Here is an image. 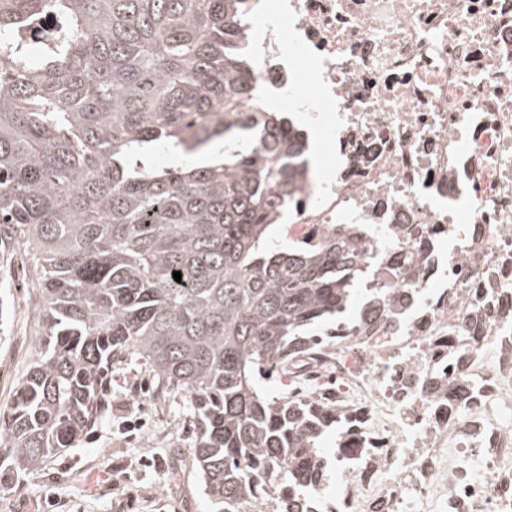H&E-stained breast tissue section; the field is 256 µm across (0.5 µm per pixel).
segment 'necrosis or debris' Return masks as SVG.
Instances as JSON below:
<instances>
[{"mask_svg": "<svg viewBox=\"0 0 512 512\" xmlns=\"http://www.w3.org/2000/svg\"><path fill=\"white\" fill-rule=\"evenodd\" d=\"M248 6L255 75L325 161L288 236L361 225L391 303L287 377L355 425L320 457L319 512H512V0Z\"/></svg>", "mask_w": 512, "mask_h": 512, "instance_id": "obj_1", "label": "necrosis or debris"}]
</instances>
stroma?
I'll use <instances>...</instances> for the list:
<instances>
[{"label": "stroma", "mask_w": 512, "mask_h": 512, "mask_svg": "<svg viewBox=\"0 0 512 512\" xmlns=\"http://www.w3.org/2000/svg\"><path fill=\"white\" fill-rule=\"evenodd\" d=\"M37 271L22 243L0 245V409L38 357ZM182 401H162L136 361L114 368L96 422L36 473L0 441V512H208Z\"/></svg>", "instance_id": "obj_1"}]
</instances>
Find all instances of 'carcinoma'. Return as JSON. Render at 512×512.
I'll list each match as a JSON object with an SVG mask.
<instances>
[{"label": "carcinoma", "mask_w": 512, "mask_h": 512, "mask_svg": "<svg viewBox=\"0 0 512 512\" xmlns=\"http://www.w3.org/2000/svg\"><path fill=\"white\" fill-rule=\"evenodd\" d=\"M246 0H0V234L38 268V361L0 414L39 470L97 418L106 371L134 358L187 398L211 512L276 482L324 480L336 403L273 394L332 342L369 246L271 230L303 181L241 51ZM224 141L220 163L204 160ZM161 148L187 162L159 168ZM181 272V281L173 272ZM387 301L368 295L366 330Z\"/></svg>", "instance_id": "cac0c4a2"}]
</instances>
